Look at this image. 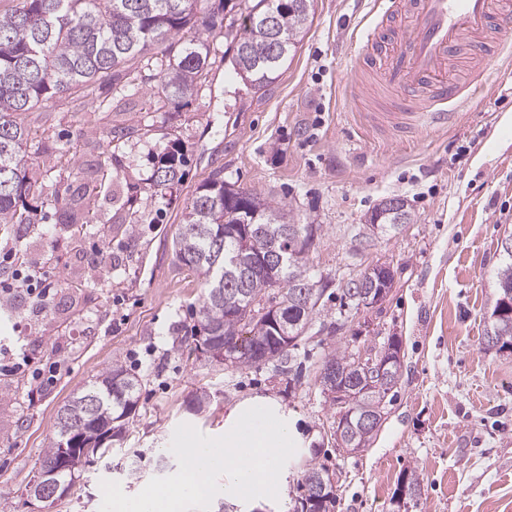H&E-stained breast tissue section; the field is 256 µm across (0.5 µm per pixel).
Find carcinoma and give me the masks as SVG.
Listing matches in <instances>:
<instances>
[{
	"mask_svg": "<svg viewBox=\"0 0 512 512\" xmlns=\"http://www.w3.org/2000/svg\"><path fill=\"white\" fill-rule=\"evenodd\" d=\"M203 0H19L17 6L0 12V224L21 227L36 224L42 184L27 174L24 145L30 130L16 121L41 102L63 95H96L102 77L129 90L138 86L137 72H156L161 80L158 108L174 104L199 92L207 82L214 51L212 38L223 30L231 34L236 50L232 64L237 73L260 90L279 77L288 55L304 36L314 0H284L272 22H267V0L245 7L240 20H226L229 0L210 8ZM292 38L285 50L273 55L272 30ZM187 160L168 151L153 167L149 186L163 190L183 180ZM269 226H288L303 237L297 243L288 237L279 246L294 253L277 283L255 273L245 279L229 275V262H244L266 255L272 240ZM318 224H297L282 206L224 181L215 172L195 192L182 224L173 238L176 262L204 281L199 301V345L222 354L216 363L236 368L267 362L289 363L295 350L324 313L322 298L330 282L310 274L308 255ZM315 289L316 298L300 302L302 288ZM512 293V254L497 273L493 305ZM288 336V347H278L276 336ZM494 339L497 351H512V318L492 320L484 342ZM359 354L340 342L328 351L322 364L333 371L319 379L322 393L344 388L349 393L346 433L352 447L365 450L381 424L363 425L361 417L375 411L385 391L366 390L368 380L352 368ZM140 382L115 361L88 387L74 393L56 418L58 437L44 452L42 465L56 458L64 434L84 420L82 442L99 448L96 459L112 456L138 402ZM95 392L103 399L97 418L90 415L84 396ZM328 478L324 467L308 468L304 489L311 491Z\"/></svg>",
	"mask_w": 512,
	"mask_h": 512,
	"instance_id": "cac0c4a2",
	"label": "carcinoma"
}]
</instances>
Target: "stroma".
<instances>
[{
	"instance_id": "stroma-1",
	"label": "stroma",
	"mask_w": 512,
	"mask_h": 512,
	"mask_svg": "<svg viewBox=\"0 0 512 512\" xmlns=\"http://www.w3.org/2000/svg\"><path fill=\"white\" fill-rule=\"evenodd\" d=\"M371 9L372 0H315L296 52L260 91L220 60L196 96L164 112L153 108L159 81L147 78L136 94L101 89L88 112L63 96L22 114L42 218L0 230V255L52 266L55 280L44 313L29 300L0 302V344L27 345L35 363H57L58 374L46 386L29 371L0 375L7 512H99L104 480L136 495L158 477L178 425L223 436L227 412L256 395L279 399L298 432L285 495L265 512H292L314 465L338 479L335 512H512V354L487 351L482 340L500 240L512 230V62L495 64L480 99L438 136L368 133L369 107L353 103L350 80ZM116 130L124 138L115 151ZM175 142L189 159L183 181L150 189L152 155ZM107 167L111 185L88 200L85 184ZM219 169L296 223L321 227L309 265L331 280L334 297L296 353L302 376L272 363L216 366L196 348L203 284L176 264L172 241L197 187ZM391 196L406 200L412 221L394 235L372 234L366 221ZM89 209L96 223H85ZM73 223L84 226L79 250ZM377 263L395 272L386 301L341 306L339 288ZM391 336L403 341V375L373 442L346 453L332 436L337 411L321 391V359L340 340L363 349ZM115 361L141 382L123 451L86 466L66 497L30 499L59 408ZM200 390L210 403L194 415L187 402ZM132 461L134 480L124 475ZM409 472L422 495L402 510L395 495Z\"/></svg>"
}]
</instances>
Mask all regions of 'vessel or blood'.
Wrapping results in <instances>:
<instances>
[{"label":"vessel or blood","mask_w":512,"mask_h":512,"mask_svg":"<svg viewBox=\"0 0 512 512\" xmlns=\"http://www.w3.org/2000/svg\"><path fill=\"white\" fill-rule=\"evenodd\" d=\"M354 59L352 91H370L374 73L390 108L374 115L435 133L453 126L475 102L489 65L512 52V0H375Z\"/></svg>","instance_id":"vessel-or-blood-1"}]
</instances>
